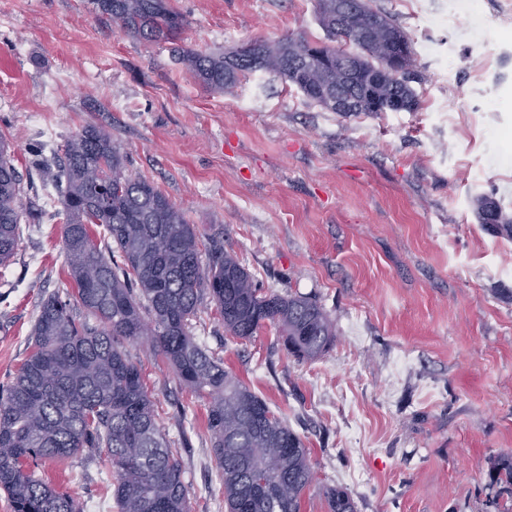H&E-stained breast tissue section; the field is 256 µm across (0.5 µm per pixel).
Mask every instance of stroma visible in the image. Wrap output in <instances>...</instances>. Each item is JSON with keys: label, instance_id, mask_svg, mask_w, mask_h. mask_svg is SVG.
<instances>
[{"label": "stroma", "instance_id": "stroma-1", "mask_svg": "<svg viewBox=\"0 0 512 512\" xmlns=\"http://www.w3.org/2000/svg\"><path fill=\"white\" fill-rule=\"evenodd\" d=\"M472 2L480 39L464 15L429 26L403 0H371L412 40L419 106L365 115L323 110L263 71L207 89L174 51L324 41L314 0H171L185 18L175 44L124 34L91 0H0V136L24 186L20 245L0 266V384L29 356L43 300L73 288L51 175L64 143L96 125L201 240L334 320L335 343L309 362L272 324L227 336L213 302L191 322L309 448L301 512H328L336 486L357 512L512 508L489 478L512 454V234L475 205L485 195L512 211V13ZM126 352L183 463L191 512H226L207 397L141 347ZM37 471L85 512H117L105 454Z\"/></svg>", "mask_w": 512, "mask_h": 512}]
</instances>
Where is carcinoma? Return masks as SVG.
<instances>
[{
  "mask_svg": "<svg viewBox=\"0 0 512 512\" xmlns=\"http://www.w3.org/2000/svg\"><path fill=\"white\" fill-rule=\"evenodd\" d=\"M99 16L147 42H174L183 16L170 0H92ZM317 21L330 43L304 35L257 42L256 60L177 48L179 60L205 87L233 89L253 71L274 74L318 106L336 111V94L355 100L354 112L415 110L414 72L391 74L359 92L348 77L383 65L395 43L411 42L386 13L365 0H317ZM347 46L346 67L325 53ZM65 222L62 229L74 294L42 303L32 353L0 387V490L12 512H82L76 497L61 494L28 462L63 460L83 451L107 452L115 473L118 512H189L181 460L158 424L151 391L125 345L136 344L166 361L187 387L209 398L212 451L224 478L228 512H301L314 479L310 451L267 402L234 380L224 362L201 347L190 321L204 299L213 301L224 332L236 339L277 325L288 352L312 361L336 339L329 314L309 297L262 293L237 258L217 244L202 260L194 225L147 180L126 173L120 147L93 125L64 148L54 175ZM22 186L9 143L0 137V265L20 244ZM490 224H512L491 200L479 203ZM112 239L124 267L105 255L97 228ZM85 311L73 314L71 300ZM492 479L512 487V457ZM329 512H356L348 492L326 491Z\"/></svg>",
  "mask_w": 512,
  "mask_h": 512,
  "instance_id": "cac0c4a2",
  "label": "carcinoma"
}]
</instances>
